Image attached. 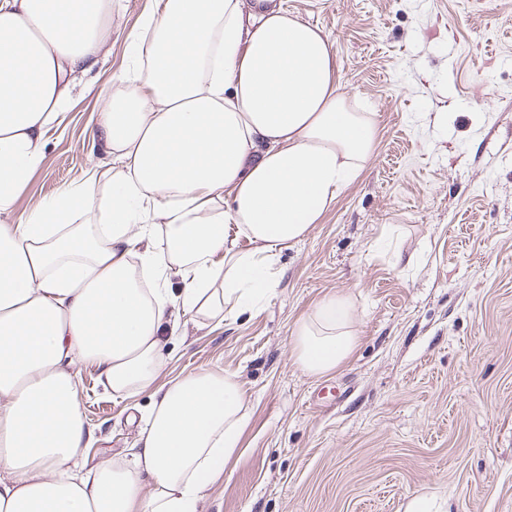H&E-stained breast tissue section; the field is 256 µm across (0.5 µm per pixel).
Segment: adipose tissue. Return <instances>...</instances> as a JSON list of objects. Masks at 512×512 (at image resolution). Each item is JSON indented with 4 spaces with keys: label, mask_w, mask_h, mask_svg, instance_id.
Listing matches in <instances>:
<instances>
[{
    "label": "adipose tissue",
    "mask_w": 512,
    "mask_h": 512,
    "mask_svg": "<svg viewBox=\"0 0 512 512\" xmlns=\"http://www.w3.org/2000/svg\"><path fill=\"white\" fill-rule=\"evenodd\" d=\"M112 0H0V512H201L248 421L235 375L160 382L181 315L257 309L374 149L319 27L263 0H153L128 88L95 112L87 178L25 210L49 132L108 53ZM179 293H171L172 278ZM357 336L324 297L295 331L311 375ZM152 390L126 457L91 461L77 367Z\"/></svg>",
    "instance_id": "obj_1"
}]
</instances>
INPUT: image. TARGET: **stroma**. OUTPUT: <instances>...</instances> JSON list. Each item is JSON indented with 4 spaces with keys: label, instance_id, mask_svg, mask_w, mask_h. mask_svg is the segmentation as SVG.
Masks as SVG:
<instances>
[{
    "label": "stroma",
    "instance_id": "obj_1",
    "mask_svg": "<svg viewBox=\"0 0 512 512\" xmlns=\"http://www.w3.org/2000/svg\"><path fill=\"white\" fill-rule=\"evenodd\" d=\"M322 28L375 149L274 265L258 313L171 336L163 379L236 374L250 411L203 512H512V0H285ZM151 0H113L111 53L47 146L22 206L78 185L90 117ZM357 345L313 376L294 330L324 295ZM92 456L131 447L152 393L78 370Z\"/></svg>",
    "mask_w": 512,
    "mask_h": 512
}]
</instances>
